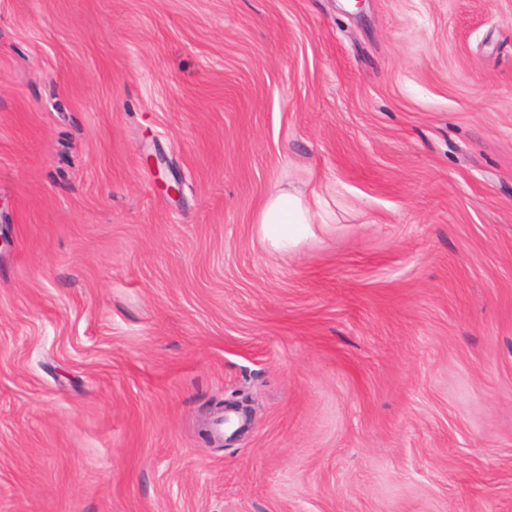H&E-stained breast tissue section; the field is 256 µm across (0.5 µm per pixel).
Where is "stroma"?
<instances>
[{"mask_svg":"<svg viewBox=\"0 0 512 512\" xmlns=\"http://www.w3.org/2000/svg\"><path fill=\"white\" fill-rule=\"evenodd\" d=\"M0 237V512H512V0H0ZM319 195L297 194L275 185L266 195L256 216L258 233L273 249L288 252L311 233V224H326L316 207Z\"/></svg>","mask_w":512,"mask_h":512,"instance_id":"1","label":"stroma"}]
</instances>
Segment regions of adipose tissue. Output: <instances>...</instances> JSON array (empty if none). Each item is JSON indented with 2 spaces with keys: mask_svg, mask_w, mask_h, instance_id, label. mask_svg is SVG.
<instances>
[{
  "mask_svg": "<svg viewBox=\"0 0 512 512\" xmlns=\"http://www.w3.org/2000/svg\"><path fill=\"white\" fill-rule=\"evenodd\" d=\"M317 203V195L306 196L274 186L255 216L259 235L273 249L288 251L310 233L312 225L324 223Z\"/></svg>",
  "mask_w": 512,
  "mask_h": 512,
  "instance_id": "adipose-tissue-1",
  "label": "adipose tissue"
}]
</instances>
